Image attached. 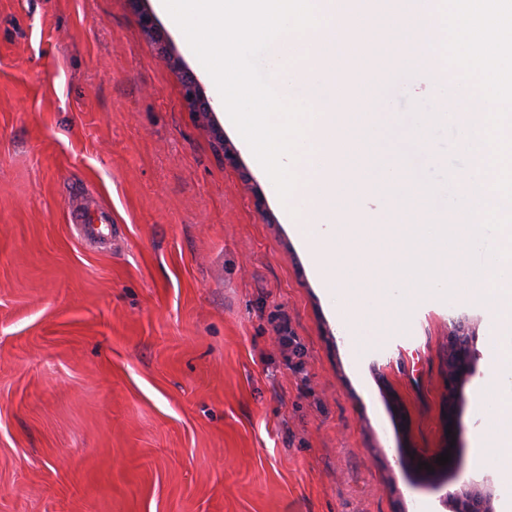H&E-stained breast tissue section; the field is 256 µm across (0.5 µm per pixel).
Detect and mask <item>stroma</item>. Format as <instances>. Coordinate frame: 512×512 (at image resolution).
<instances>
[{
  "mask_svg": "<svg viewBox=\"0 0 512 512\" xmlns=\"http://www.w3.org/2000/svg\"><path fill=\"white\" fill-rule=\"evenodd\" d=\"M425 78L371 90L381 224L394 172L438 178L445 213L449 173L474 166L452 124L408 135L413 103L433 110L408 92ZM218 98L156 0H0V512H453L468 490L512 512V456L474 444L498 427L474 408L491 308L450 285L404 326L371 296L353 317ZM79 202L111 208V239L81 238ZM460 318L475 373L452 399ZM425 450L452 460L421 468ZM182 96L186 106L193 112L207 117L213 112L211 102L204 97L193 75L183 72L181 75Z\"/></svg>",
  "mask_w": 512,
  "mask_h": 512,
  "instance_id": "35a3bbf8",
  "label": "stroma"
}]
</instances>
